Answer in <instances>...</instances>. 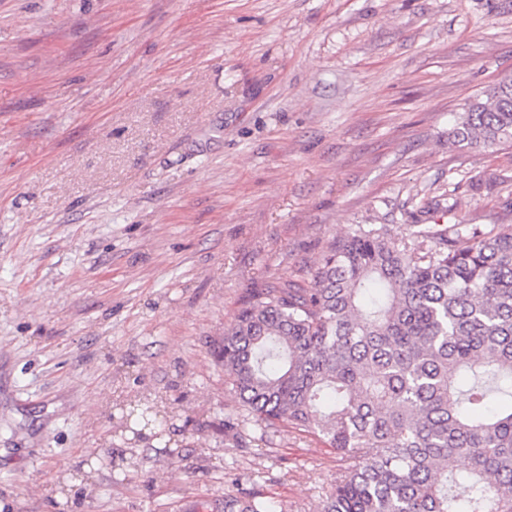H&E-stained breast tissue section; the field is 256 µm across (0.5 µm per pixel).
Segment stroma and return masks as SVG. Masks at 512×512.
<instances>
[{"mask_svg":"<svg viewBox=\"0 0 512 512\" xmlns=\"http://www.w3.org/2000/svg\"><path fill=\"white\" fill-rule=\"evenodd\" d=\"M505 74L512 0H0V512H319L344 461L213 345L356 225L512 224L448 140ZM223 512H273V508L264 493L258 488H252L241 495H226L220 510Z\"/></svg>","mask_w":512,"mask_h":512,"instance_id":"stroma-1","label":"stroma"}]
</instances>
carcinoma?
I'll use <instances>...</instances> for the list:
<instances>
[{"instance_id":"1","label":"carcinoma","mask_w":512,"mask_h":512,"mask_svg":"<svg viewBox=\"0 0 512 512\" xmlns=\"http://www.w3.org/2000/svg\"><path fill=\"white\" fill-rule=\"evenodd\" d=\"M512 144V76L449 133ZM359 224L310 285L278 277L216 344L242 422L313 436L347 462L321 512H512V224ZM221 512H273L253 488Z\"/></svg>"}]
</instances>
